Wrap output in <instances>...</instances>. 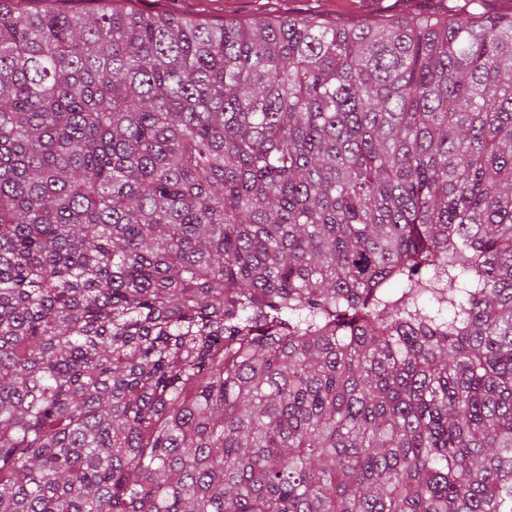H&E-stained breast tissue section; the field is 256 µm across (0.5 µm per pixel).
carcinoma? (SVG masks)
<instances>
[{"instance_id":"obj_1","label":"carcinoma","mask_w":512,"mask_h":512,"mask_svg":"<svg viewBox=\"0 0 512 512\" xmlns=\"http://www.w3.org/2000/svg\"><path fill=\"white\" fill-rule=\"evenodd\" d=\"M0 0V512H512V11ZM126 11L166 13L202 23L224 20L251 21L274 16H302L321 12L336 22L355 21L365 16H412L418 12L442 13L448 1L463 0H112Z\"/></svg>"}]
</instances>
